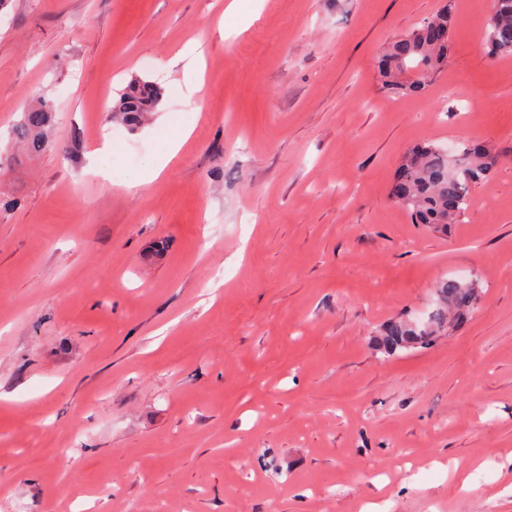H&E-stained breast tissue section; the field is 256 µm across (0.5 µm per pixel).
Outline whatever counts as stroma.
<instances>
[{
    "instance_id": "stroma-1",
    "label": "stroma",
    "mask_w": 512,
    "mask_h": 512,
    "mask_svg": "<svg viewBox=\"0 0 512 512\" xmlns=\"http://www.w3.org/2000/svg\"><path fill=\"white\" fill-rule=\"evenodd\" d=\"M455 2L445 70L395 98L378 57L441 0H5L0 512H512V58L493 0ZM136 77L156 112L92 156ZM45 99L55 147L18 157ZM185 127L150 188L94 177ZM423 141L496 159L461 223L391 196ZM446 278L473 316L377 353ZM482 40L492 59L512 56V0H496L485 21Z\"/></svg>"
}]
</instances>
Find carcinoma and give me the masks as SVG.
<instances>
[{
	"label": "carcinoma",
	"instance_id": "carcinoma-1",
	"mask_svg": "<svg viewBox=\"0 0 512 512\" xmlns=\"http://www.w3.org/2000/svg\"><path fill=\"white\" fill-rule=\"evenodd\" d=\"M453 33L452 0L421 25L389 43L378 61L381 87L393 94H421L448 63ZM482 40L489 57L512 56V0H495L485 21ZM162 98L157 84L135 78L119 93L110 117L132 125L156 111ZM52 106L41 103L23 113L13 126L15 141L29 154L55 148L48 130ZM491 150L482 143H468L451 154L433 142L414 146L401 160L392 195L415 224H457L470 208L472 189L485 184L493 167ZM478 299L473 283L449 279L437 290V307L423 326L407 322L389 324L376 339L387 355L430 345L436 334L454 329Z\"/></svg>",
	"mask_w": 512,
	"mask_h": 512
}]
</instances>
